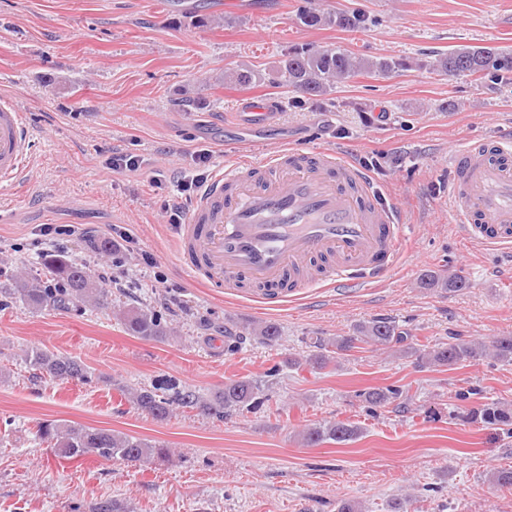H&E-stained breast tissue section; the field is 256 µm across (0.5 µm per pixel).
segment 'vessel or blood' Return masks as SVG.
Masks as SVG:
<instances>
[{"label":"vessel or blood","mask_w":512,"mask_h":512,"mask_svg":"<svg viewBox=\"0 0 512 512\" xmlns=\"http://www.w3.org/2000/svg\"><path fill=\"white\" fill-rule=\"evenodd\" d=\"M35 132L0 98V181L18 177ZM448 194L463 235L512 245V142L473 141L448 156ZM404 215L371 179L329 149L283 148L262 162H225L180 227L178 262L213 288L261 289L268 307L301 288L384 279L402 254Z\"/></svg>","instance_id":"b4317fda"}]
</instances>
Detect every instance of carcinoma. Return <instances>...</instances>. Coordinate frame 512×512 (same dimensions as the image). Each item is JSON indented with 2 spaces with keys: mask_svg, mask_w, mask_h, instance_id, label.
<instances>
[{
  "mask_svg": "<svg viewBox=\"0 0 512 512\" xmlns=\"http://www.w3.org/2000/svg\"><path fill=\"white\" fill-rule=\"evenodd\" d=\"M299 21L307 27L336 26L356 29L361 26V15L354 12H321L304 8L298 13ZM434 66L445 73L473 77L495 83L512 78V51L482 46H470L437 58ZM406 67L400 58H358L335 45H293L280 61V73L284 83L310 98L328 94L338 81L359 75L392 72ZM233 78L241 86H252L264 82L263 73L251 68L234 71ZM44 266L58 288L40 284L36 277L26 279L15 276L10 287L0 290V295L22 302L33 310L60 308L76 305L90 308H107L112 305V293L98 281V277L85 264L63 254L44 259ZM428 287L442 286L450 290L467 287L466 279L455 275L443 282L433 275L425 279ZM126 330L143 340H164L167 327L161 318L152 312L129 309L123 316ZM260 343H271L278 335L272 324L261 325L251 332ZM404 337L395 325L385 319H373L358 327L349 336L320 338L314 342L316 353L305 362L315 370H324L337 365L348 352L363 345L396 349L404 355L407 350L398 348ZM420 367L452 368L463 362L493 358L501 362H512V335L496 336L490 344L479 341L455 340L422 346L413 351ZM24 361L32 370V378L61 382L77 380L86 382L87 367L77 359L47 352L37 347L25 351ZM266 387L252 377H238L224 382V387L204 398L190 388H182L171 395L158 386L141 387L129 392L133 405L155 419L170 415L174 403L184 408L218 420L233 413L256 410L267 400ZM404 391L398 386L373 387L364 390L360 397L371 410L384 408L403 399ZM466 419L481 423L512 435V408L497 402L485 403L469 409ZM357 434L354 426L333 421L303 431L302 440L308 446L323 443L342 444ZM38 441L49 444L56 456L79 461L91 454L106 460H120L132 465H146L156 460H169L172 450L167 445L148 439L117 432L112 429L85 425H71L65 421H44L36 431ZM89 512H131L128 503L119 499L100 500L91 505Z\"/></svg>",
  "mask_w": 512,
  "mask_h": 512,
  "instance_id": "cac0c4a2",
  "label": "carcinoma"
}]
</instances>
